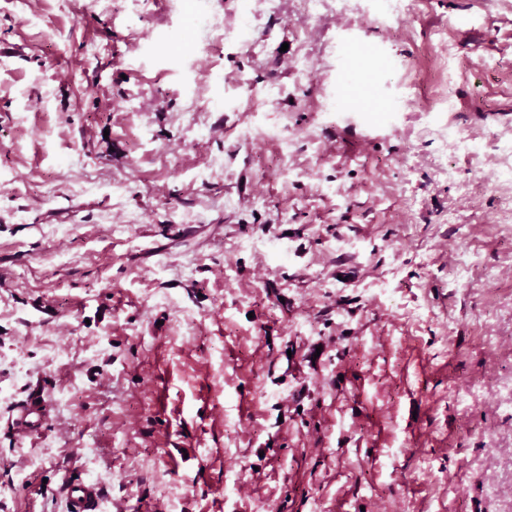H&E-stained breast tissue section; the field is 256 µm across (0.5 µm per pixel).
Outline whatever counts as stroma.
Returning a JSON list of instances; mask_svg holds the SVG:
<instances>
[{
    "label": "stroma",
    "instance_id": "1",
    "mask_svg": "<svg viewBox=\"0 0 512 512\" xmlns=\"http://www.w3.org/2000/svg\"><path fill=\"white\" fill-rule=\"evenodd\" d=\"M395 4L0 0V512H512V0ZM37 399H41V402H37ZM48 417V403L40 395L31 394L15 405L9 423L15 433L27 437L42 430ZM69 510L71 512H93L101 498L97 484L83 480H72L67 484Z\"/></svg>",
    "mask_w": 512,
    "mask_h": 512
}]
</instances>
